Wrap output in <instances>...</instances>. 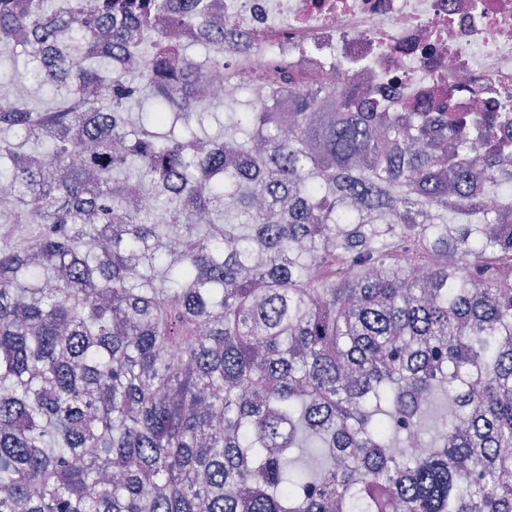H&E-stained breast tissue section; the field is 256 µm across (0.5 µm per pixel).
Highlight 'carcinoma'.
<instances>
[{
    "label": "carcinoma",
    "mask_w": 512,
    "mask_h": 512,
    "mask_svg": "<svg viewBox=\"0 0 512 512\" xmlns=\"http://www.w3.org/2000/svg\"><path fill=\"white\" fill-rule=\"evenodd\" d=\"M213 24L0 0V49L54 88L0 102V512H512V142L472 158L454 86L366 112L347 69L286 62L200 133Z\"/></svg>",
    "instance_id": "cac0c4a2"
}]
</instances>
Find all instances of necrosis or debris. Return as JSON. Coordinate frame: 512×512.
Instances as JSON below:
<instances>
[{
    "label": "necrosis or debris",
    "instance_id": "necrosis-or-debris-1",
    "mask_svg": "<svg viewBox=\"0 0 512 512\" xmlns=\"http://www.w3.org/2000/svg\"><path fill=\"white\" fill-rule=\"evenodd\" d=\"M224 68L270 81L272 59L334 78L367 74L391 112L447 94L482 117L512 101V0H224Z\"/></svg>",
    "mask_w": 512,
    "mask_h": 512
}]
</instances>
